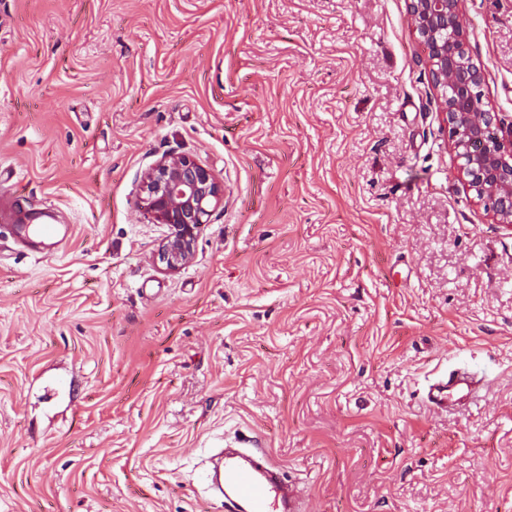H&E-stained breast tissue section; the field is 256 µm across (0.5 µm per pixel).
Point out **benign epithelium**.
Returning a JSON list of instances; mask_svg holds the SVG:
<instances>
[{
    "label": "benign epithelium",
    "mask_w": 512,
    "mask_h": 512,
    "mask_svg": "<svg viewBox=\"0 0 512 512\" xmlns=\"http://www.w3.org/2000/svg\"><path fill=\"white\" fill-rule=\"evenodd\" d=\"M409 20L413 32L432 46L430 75L459 161L458 172L477 202L512 229V124L483 109V75L469 54L461 0H409ZM487 126L496 128V138L475 153L471 142ZM223 198L224 183L192 156H170L145 172L143 209L153 223L169 228L157 254L165 270L174 272L192 260L199 229Z\"/></svg>",
    "instance_id": "1"
}]
</instances>
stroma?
Masks as SVG:
<instances>
[{
    "instance_id": "1",
    "label": "stroma",
    "mask_w": 512,
    "mask_h": 512,
    "mask_svg": "<svg viewBox=\"0 0 512 512\" xmlns=\"http://www.w3.org/2000/svg\"><path fill=\"white\" fill-rule=\"evenodd\" d=\"M512 121V0H463ZM408 0H0V512H228L264 449L302 512H512V229L457 173ZM224 183L191 262L142 176ZM484 377L453 416L422 401ZM18 225L4 224L9 235L14 239L36 242L58 249L66 240L67 228L48 221L29 223L27 217L20 218ZM476 381L474 375L450 372L437 377L427 388L425 392V401L427 405L435 412H451L455 410L454 399L467 390V393L460 399L476 398Z\"/></svg>"
}]
</instances>
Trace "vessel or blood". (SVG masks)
I'll list each match as a JSON object with an SVG mask.
<instances>
[{
  "label": "vessel or blood",
  "mask_w": 512,
  "mask_h": 512,
  "mask_svg": "<svg viewBox=\"0 0 512 512\" xmlns=\"http://www.w3.org/2000/svg\"><path fill=\"white\" fill-rule=\"evenodd\" d=\"M12 238L59 248L66 240L67 230L47 221L39 223L20 219L7 225ZM477 381L468 374L448 373L437 377L425 392V401L432 410L453 411L461 393L475 395ZM218 488L229 500L234 512H299V493L286 482L280 467L265 452L249 453L228 448L214 471Z\"/></svg>",
  "instance_id": "b4317fda"
}]
</instances>
